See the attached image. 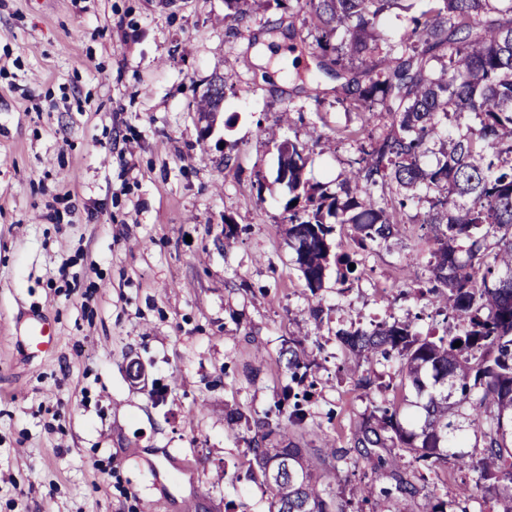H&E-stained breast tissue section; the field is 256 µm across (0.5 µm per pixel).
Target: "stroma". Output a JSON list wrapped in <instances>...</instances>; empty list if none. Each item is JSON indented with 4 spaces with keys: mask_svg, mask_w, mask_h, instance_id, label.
I'll use <instances>...</instances> for the list:
<instances>
[{
    "mask_svg": "<svg viewBox=\"0 0 512 512\" xmlns=\"http://www.w3.org/2000/svg\"><path fill=\"white\" fill-rule=\"evenodd\" d=\"M293 23L270 47L281 78L315 42L306 14ZM247 44L224 0H0V512H267L228 411L292 410L284 341L313 353L301 445L326 434L345 453L400 377L394 358L358 365L337 330L410 312L442 333L427 299L397 296L416 224L361 279L332 264L306 288L276 146L306 145L307 179L333 193L355 156L336 131L360 120L336 80L316 102L264 81ZM215 76L228 92L204 140L194 98ZM26 313L50 320V356L21 345ZM374 467L337 462L338 512H371Z\"/></svg>",
    "mask_w": 512,
    "mask_h": 512,
    "instance_id": "1",
    "label": "stroma"
}]
</instances>
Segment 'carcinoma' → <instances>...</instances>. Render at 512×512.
I'll return each mask as SVG.
<instances>
[{
	"mask_svg": "<svg viewBox=\"0 0 512 512\" xmlns=\"http://www.w3.org/2000/svg\"><path fill=\"white\" fill-rule=\"evenodd\" d=\"M399 2L264 0L291 13L307 10L318 33V70L342 81L349 105H369L365 123L382 120L376 137L360 141L358 132L348 133L360 157L334 194L304 178L305 146H276L280 158L288 148L277 168V181L288 188V239L314 292L323 286L334 226L352 241L335 256L345 280L363 274L359 252L400 235L407 224L429 226L425 246L413 248L407 264L410 282L457 333L423 338L418 316L336 331L339 346L361 363L402 357L400 384L392 398L372 406L354 436L349 464L356 469L377 458L394 480V488L381 490L384 497L415 498L419 481L451 462L476 475L474 484L458 486L457 501L478 490L499 512H512V0H428L408 19L404 35L392 39L378 21ZM224 4L236 37L258 0ZM340 28L345 40L333 45ZM465 112L476 125L447 134ZM283 353L291 382L302 384L310 364L305 350L292 339ZM408 389L423 400L416 430L400 420ZM290 397L295 402L287 416L279 404L252 420L231 411L232 422L254 430L249 471L261 477L268 512H338L323 489L336 472V449L327 443L315 455L293 441L305 412L289 385ZM471 434L482 444L478 457L465 451ZM386 448L393 449L387 458L379 453ZM407 453L424 473L406 472Z\"/></svg>",
	"mask_w": 512,
	"mask_h": 512,
	"instance_id": "obj_1",
	"label": "carcinoma"
}]
</instances>
